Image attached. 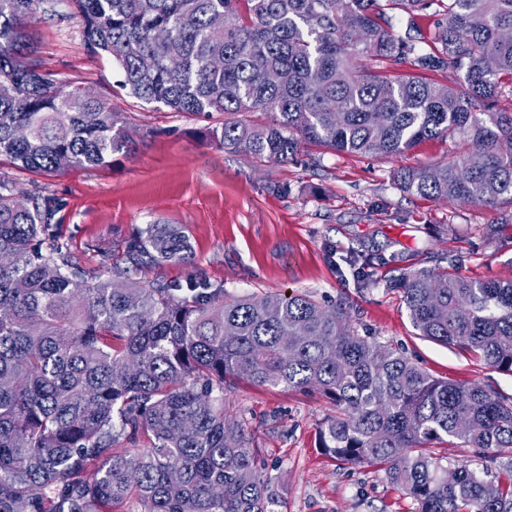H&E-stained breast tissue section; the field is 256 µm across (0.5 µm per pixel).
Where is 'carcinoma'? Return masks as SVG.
<instances>
[{"mask_svg": "<svg viewBox=\"0 0 512 512\" xmlns=\"http://www.w3.org/2000/svg\"><path fill=\"white\" fill-rule=\"evenodd\" d=\"M55 2L0 0V164L108 166L128 144L108 101L65 88L34 57L26 24ZM71 2L87 48L119 70L128 95L178 112L268 116L213 131L227 149L288 163L304 145L397 155L448 140L455 157L397 170V188L512 218V150L502 149L512 107H498L512 80V40L500 37L512 0ZM433 4L428 47L418 18ZM224 13L234 25L214 27ZM450 68L463 80L436 79ZM62 208L44 195L25 206L0 181V253L12 256L0 266V512H283L247 423L224 409L229 377L330 400L319 447L379 467L417 512H512V467L486 481L463 462L450 483L432 451L512 454V396L434 378L359 334L343 301L226 300L203 280L130 282L134 269L192 259L174 224L97 248L109 276H89L62 242ZM352 265L372 282L375 254ZM390 288L420 336L512 375V281L403 269ZM122 437L147 444L119 452Z\"/></svg>", "mask_w": 512, "mask_h": 512, "instance_id": "1", "label": "carcinoma"}]
</instances>
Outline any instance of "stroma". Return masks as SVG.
<instances>
[{
  "label": "stroma",
  "instance_id": "obj_1",
  "mask_svg": "<svg viewBox=\"0 0 512 512\" xmlns=\"http://www.w3.org/2000/svg\"><path fill=\"white\" fill-rule=\"evenodd\" d=\"M71 0L30 25L43 67L56 78L108 99L129 136L111 165L43 174L0 166L15 196L53 195L64 203L62 232L88 273L99 275L96 248L136 235L149 224H176L192 245L188 263L168 262L134 272L139 284L182 285L206 280L225 298L306 292L325 304L349 302L360 333L403 349L433 377L475 382L512 396V377L462 351L418 336L397 292L386 283L398 269L379 267L368 287L355 284L347 256L377 248L416 268L451 267L480 280H512V223L496 210L403 195L392 173L446 162L450 141L427 140L395 156L357 157L313 146L289 163L232 152L213 138L224 116L178 112L117 87L119 73L92 56ZM498 231L489 236L488 224ZM228 411L254 435L261 468L278 485L286 512H416L383 471L349 466L323 454L316 431L332 412L317 394L258 387L234 379ZM445 468L470 462L485 480L512 465L495 450L441 448Z\"/></svg>",
  "mask_w": 512,
  "mask_h": 512
}]
</instances>
